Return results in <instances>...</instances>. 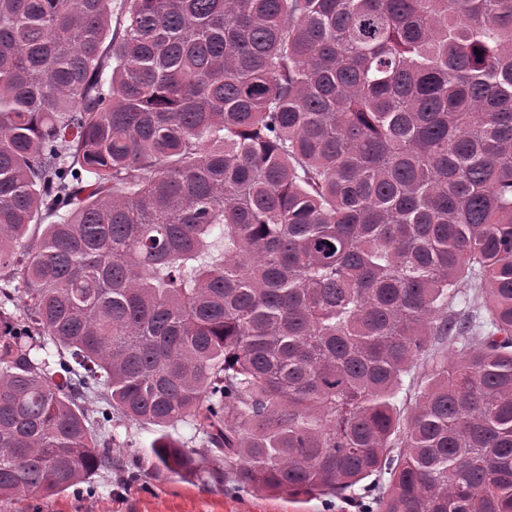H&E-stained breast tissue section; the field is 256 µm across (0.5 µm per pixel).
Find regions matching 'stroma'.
Returning a JSON list of instances; mask_svg holds the SVG:
<instances>
[{
	"instance_id": "35a3bbf8",
	"label": "stroma",
	"mask_w": 512,
	"mask_h": 512,
	"mask_svg": "<svg viewBox=\"0 0 512 512\" xmlns=\"http://www.w3.org/2000/svg\"><path fill=\"white\" fill-rule=\"evenodd\" d=\"M155 433L152 427L121 426L115 454L123 464L149 468L145 454ZM119 470L97 473L96 491L79 495L70 490L57 496L0 502V512H357L361 495L349 492L330 500L291 499L266 494H239L231 488L185 481L170 474L148 479L143 487H129Z\"/></svg>"
}]
</instances>
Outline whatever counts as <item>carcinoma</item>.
Listing matches in <instances>:
<instances>
[{"label": "carcinoma", "mask_w": 512, "mask_h": 512, "mask_svg": "<svg viewBox=\"0 0 512 512\" xmlns=\"http://www.w3.org/2000/svg\"><path fill=\"white\" fill-rule=\"evenodd\" d=\"M119 15L0 0V500L119 421L239 493L512 512V0Z\"/></svg>", "instance_id": "cac0c4a2"}]
</instances>
